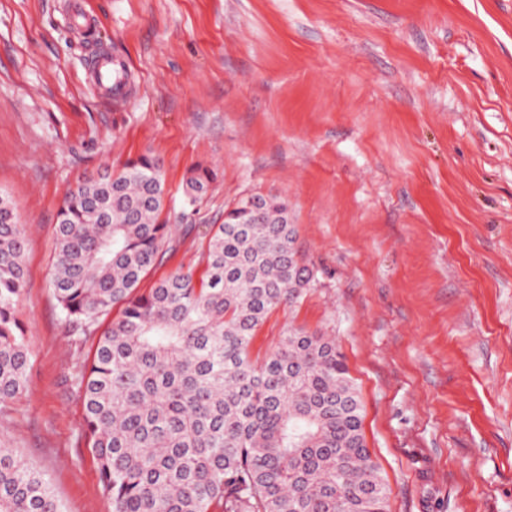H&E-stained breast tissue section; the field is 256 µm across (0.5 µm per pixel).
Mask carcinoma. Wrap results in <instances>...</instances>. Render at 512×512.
Returning <instances> with one entry per match:
<instances>
[{
	"mask_svg": "<svg viewBox=\"0 0 512 512\" xmlns=\"http://www.w3.org/2000/svg\"><path fill=\"white\" fill-rule=\"evenodd\" d=\"M214 178L193 168L189 203ZM164 198L160 160L140 155L70 191L55 229L53 292L77 339L95 340L72 381L112 512H388L336 342L293 330L263 360L251 355L269 314L316 279L288 201L240 197L211 231L202 277L178 270L143 291L173 249ZM24 258L23 227L0 195L1 405L28 390L15 317ZM0 512H60L44 474L7 448Z\"/></svg>",
	"mask_w": 512,
	"mask_h": 512,
	"instance_id": "obj_1",
	"label": "carcinoma"
}]
</instances>
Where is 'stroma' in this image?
<instances>
[{"label":"stroma","instance_id":"obj_1","mask_svg":"<svg viewBox=\"0 0 512 512\" xmlns=\"http://www.w3.org/2000/svg\"><path fill=\"white\" fill-rule=\"evenodd\" d=\"M100 54L124 61L122 97L94 85ZM142 154L177 227L143 288L202 273L240 196L286 199L316 280L253 357L291 327L335 339L389 512H512V0H0V194L27 240L31 351L0 446L61 512L112 500L71 382L89 347L51 289L56 217ZM200 163L217 179L192 209Z\"/></svg>","mask_w":512,"mask_h":512}]
</instances>
